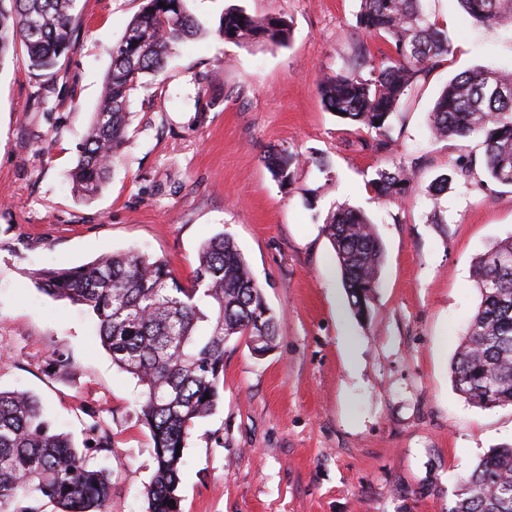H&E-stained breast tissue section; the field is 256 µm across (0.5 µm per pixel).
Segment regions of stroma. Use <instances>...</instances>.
Returning <instances> with one entry per match:
<instances>
[{"instance_id": "obj_1", "label": "stroma", "mask_w": 512, "mask_h": 512, "mask_svg": "<svg viewBox=\"0 0 512 512\" xmlns=\"http://www.w3.org/2000/svg\"><path fill=\"white\" fill-rule=\"evenodd\" d=\"M144 0H77L72 48L54 80L24 46L0 59V389L35 395L77 447L107 435L106 512H147L155 461L141 388L101 347L95 317L35 285L39 270L134 249L168 261L181 282L218 233L241 250L279 319L269 350L224 343L217 409L190 430L181 512H448L490 449L512 445V407L483 409L452 387L450 364L480 299L477 257L512 236V187L488 182L480 137L434 139L433 101L448 79L489 63L512 70V27L477 26L457 0L453 50L394 120L392 154L327 111L320 82L351 67L360 0H187L203 35L182 43L130 96L122 157L91 200L63 178L96 111L112 48ZM285 17L283 46L225 41L228 6ZM298 157L289 183L266 157ZM420 161L415 190L385 203L370 186L392 160ZM472 159L439 200L427 187ZM363 211L383 244L368 319L352 313L321 227Z\"/></svg>"}]
</instances>
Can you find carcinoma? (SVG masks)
<instances>
[{
	"instance_id": "cac0c4a2",
	"label": "carcinoma",
	"mask_w": 512,
	"mask_h": 512,
	"mask_svg": "<svg viewBox=\"0 0 512 512\" xmlns=\"http://www.w3.org/2000/svg\"><path fill=\"white\" fill-rule=\"evenodd\" d=\"M165 6H159V3ZM427 0H361L357 24L390 44L387 54L356 49L355 65L319 85L327 110L371 135L368 146L389 153L391 118L401 101L418 91L451 53L448 33L430 22ZM479 24L512 22V0H458ZM76 0H0V59L16 43L31 66L54 75L70 48ZM199 24L187 0H145L112 48L76 165L67 174L82 198L96 196L126 142L127 103L144 78L161 72L166 58ZM224 39L283 45L288 23L257 19L237 6L224 9ZM369 67L362 74V67ZM438 139L483 136L482 165L489 181L512 187V71L491 66L463 71L441 89L430 112ZM295 158L277 153L267 162L273 176L290 178ZM413 162L381 169L369 184L386 202L414 190ZM471 163L455 165L430 186L435 194L452 177L468 178ZM340 269L354 314L369 315L384 259L381 240L359 210L340 209L322 227ZM190 284L178 281L167 262L128 251L80 267L44 270L35 279L45 293L87 309L113 363L142 387L140 415L153 441L155 472L149 512H180V468L194 422L217 407L224 390V341L229 336H265L273 341L278 319L267 305L235 242L224 234L204 241ZM472 278L480 303L451 364L455 390L484 408L512 406V237L495 243L476 262ZM109 474L89 466L86 454L57 431L39 400L24 391L0 390V512H39L47 498L59 512H104ZM448 512H512V448L495 449L463 478Z\"/></svg>"
}]
</instances>
